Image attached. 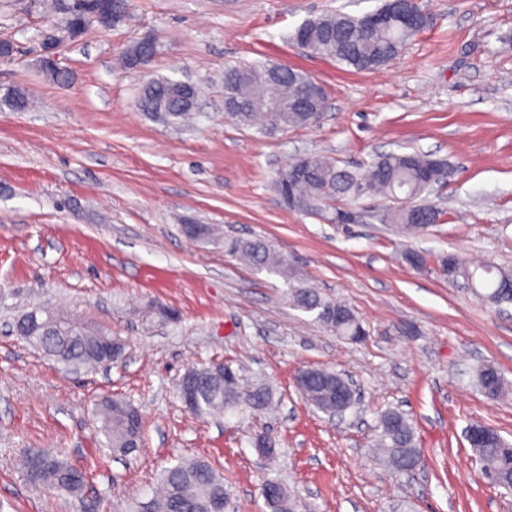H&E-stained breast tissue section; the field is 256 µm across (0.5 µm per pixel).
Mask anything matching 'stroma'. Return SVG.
I'll return each instance as SVG.
<instances>
[{"label": "stroma", "mask_w": 512, "mask_h": 512, "mask_svg": "<svg viewBox=\"0 0 512 512\" xmlns=\"http://www.w3.org/2000/svg\"><path fill=\"white\" fill-rule=\"evenodd\" d=\"M116 27L89 28L58 50L71 82L45 79L41 41L57 22L41 0H0V93L24 89L35 106L0 114V512H126L156 476L201 458L224 477L228 512H267L266 480L287 489L291 512H512L488 484L464 437L495 425L512 441V393L491 399L472 383L494 364L512 381V305L494 308L440 270L442 258H481L512 270V0H421L430 27L374 71L304 53L290 40L306 19L360 15L381 0H129ZM153 37L138 70L125 48ZM284 63L319 83L318 123L263 135L224 112L222 78L239 63ZM191 82L203 104L190 123L138 112L154 77ZM445 159L450 174L425 194L440 220L410 231L383 224L384 198L355 203L356 224L289 209L274 188L296 157L340 166L389 152ZM220 224L226 242L266 239L326 297L345 303L367 335L354 342L294 309L282 280L185 237V219ZM420 252L423 268L404 259ZM50 304L103 328L125 346L106 368L64 372L12 327ZM168 306L177 320L140 313ZM230 364L262 385L271 410L189 413L176 382L190 367ZM305 366L356 385L344 420L310 406L295 385ZM118 395L136 407L144 440L107 447L96 404ZM412 424L422 463L393 474L375 452L378 416ZM275 452L261 457L255 435ZM60 453L87 470L80 496L32 483L25 461Z\"/></svg>", "instance_id": "1"}]
</instances>
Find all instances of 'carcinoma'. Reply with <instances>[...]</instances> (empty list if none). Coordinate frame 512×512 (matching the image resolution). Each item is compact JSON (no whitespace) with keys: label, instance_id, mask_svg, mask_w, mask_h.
<instances>
[{"label":"carcinoma","instance_id":"obj_1","mask_svg":"<svg viewBox=\"0 0 512 512\" xmlns=\"http://www.w3.org/2000/svg\"><path fill=\"white\" fill-rule=\"evenodd\" d=\"M99 0H51L53 12L60 16L68 39L82 36L91 26ZM361 25V17L342 12L314 17L304 21L291 34L293 43L306 37L309 53L346 64L357 70H377L393 59L416 32L392 20L385 26L365 31L360 37L350 34ZM156 47L141 39L130 45L122 55L124 67L133 69L147 65L156 55ZM224 94L232 99L234 111L226 116L236 123L255 127L262 133L315 123V115L324 111V89L308 75L292 67L285 69L282 79L273 80L268 65L243 64L224 70ZM265 98L277 101L279 110L266 111ZM198 99L196 88L160 78L145 83L136 99V109L153 115L167 113L169 120L182 122L193 114V102ZM31 106L28 96L19 89L8 90L0 96V112L25 111ZM431 171L440 181L447 175L446 163L419 152L389 153L377 157L365 167L349 169L323 154H304L281 171L274 186L278 193L291 198L301 212L310 215L339 217L345 209L336 205L342 199L354 202L363 196H383L395 202L380 214L384 224L405 227L427 221L436 224L439 212L426 204H405L404 200L420 197L425 189V173ZM405 194L400 198L398 193ZM185 234L202 244H217L219 228L210 224L184 225ZM230 251L258 271L280 277L287 285L289 304L314 316L323 326L351 341L367 335L365 328L351 309L342 318L332 314L337 301L322 295L312 287L303 273L278 254L263 239L240 240L231 244ZM448 278L463 280L472 288L482 287L480 296L489 304L512 303V273L493 271L489 265L466 263L450 255L441 262ZM27 328L28 342L51 357L68 371L93 369L110 364L98 351L101 340L109 338L119 350L124 344L112 334L92 326H82L48 308L35 307L22 315ZM197 386L194 414H220L233 407L245 406L264 410L271 404V393L265 387L239 388L229 392L224 375L208 366L191 367L184 373ZM482 393L493 399L512 391L508 380L494 365L483 364L475 373ZM349 380L328 369L308 366L300 370L296 386L316 410L329 414L341 406L336 392L344 389ZM97 418L109 446L120 453H130L141 444L139 411L121 398H105L97 404ZM489 434V441L473 446L481 465L483 478L491 484L512 489V443L488 424H475ZM377 446L387 465L404 473L421 464L415 432L405 415L388 410L378 419ZM28 476L35 482L57 491L76 495L84 481L85 472L56 456L42 455L35 467L27 466ZM269 512H288V492L277 481L269 480L262 487ZM227 492L222 477L204 460L179 461L164 469L158 479L155 494L137 502L129 512H219L225 508Z\"/></svg>","mask_w":512,"mask_h":512}]
</instances>
